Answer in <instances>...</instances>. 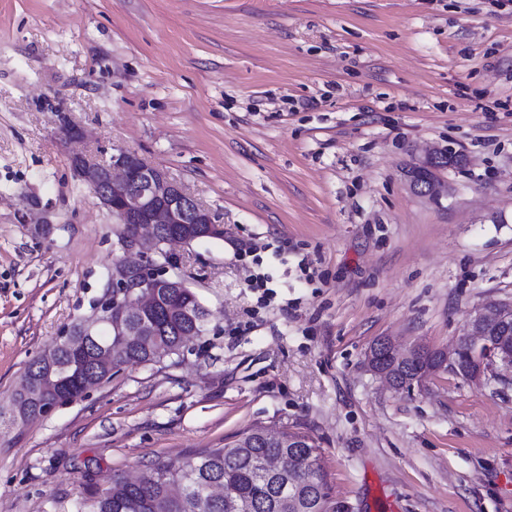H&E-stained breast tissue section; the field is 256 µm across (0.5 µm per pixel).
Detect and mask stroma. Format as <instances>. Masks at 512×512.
Wrapping results in <instances>:
<instances>
[{
    "label": "stroma",
    "mask_w": 512,
    "mask_h": 512,
    "mask_svg": "<svg viewBox=\"0 0 512 512\" xmlns=\"http://www.w3.org/2000/svg\"><path fill=\"white\" fill-rule=\"evenodd\" d=\"M450 141L463 165L415 193ZM121 149L224 228L166 247L207 330L0 423V512H75L252 426L315 438L328 512H512V374L397 391L363 365L512 301V0H0V407L124 258L71 165ZM446 159H448V167L458 166L462 162L459 151L451 142H448V145L434 153L428 151L418 159L411 171H408V169L405 171L404 175L410 187L420 194H433L438 182V172L443 169L437 166L436 163ZM422 180L429 182L427 184L428 188H426V184L425 186L422 185Z\"/></svg>",
    "instance_id": "stroma-1"
}]
</instances>
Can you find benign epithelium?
Instances as JSON below:
<instances>
[{
	"instance_id": "7a95c632",
	"label": "benign epithelium",
	"mask_w": 512,
	"mask_h": 512,
	"mask_svg": "<svg viewBox=\"0 0 512 512\" xmlns=\"http://www.w3.org/2000/svg\"><path fill=\"white\" fill-rule=\"evenodd\" d=\"M448 166L461 164V156L453 144L426 153L415 167L405 171L410 187L431 195L436 189L437 162ZM76 175L89 186L100 203L118 217L120 224H135L139 234L134 238L118 235L121 251L137 255V262L115 266L107 289L96 302L91 317L65 330L60 339L75 352H80L82 339L100 324L121 328L130 317L153 309L165 297L179 295L188 288L187 281L170 272L158 259V228L162 224H192L195 240L220 239L223 229L214 215L188 195L180 184L162 170L145 163L138 154L121 150L103 164L82 155L72 158ZM492 326L512 328V304L490 301L471 314L459 338L445 348L420 346L418 351L437 360L434 374L452 366L456 373L476 384L487 376L498 375L500 369H512V338L494 341L487 329ZM224 496V512H247L246 502L224 493L223 487L212 486Z\"/></svg>"
}]
</instances>
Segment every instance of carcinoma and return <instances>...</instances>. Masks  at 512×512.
<instances>
[{
	"label": "carcinoma",
	"instance_id": "1",
	"mask_svg": "<svg viewBox=\"0 0 512 512\" xmlns=\"http://www.w3.org/2000/svg\"><path fill=\"white\" fill-rule=\"evenodd\" d=\"M199 305L200 300L192 290L163 301L148 313L155 324L154 336H119L115 328L101 325L85 338L79 361L74 353L55 344L51 364L39 365L34 360L26 367L24 374L36 369L41 375L33 382L31 397L15 392L10 406L14 418H22L31 401L42 396L65 391L69 401L80 397L81 377L98 363L104 352L111 354L112 363L133 367L146 359V346H163L170 350L167 360L177 363L183 334L188 331L179 310ZM273 457L282 461L291 481L313 482V496L290 497L281 510L326 512L328 482L319 464L316 441L308 435L298 441L286 432L283 441L266 442L258 426L245 429L222 448H201L176 460L157 459L136 480L115 472L109 484L112 499L86 497L78 512H224V500L211 496L210 486L214 484L249 499L253 512H277L273 507L276 489L266 476V463Z\"/></svg>",
	"mask_w": 512,
	"mask_h": 512
}]
</instances>
